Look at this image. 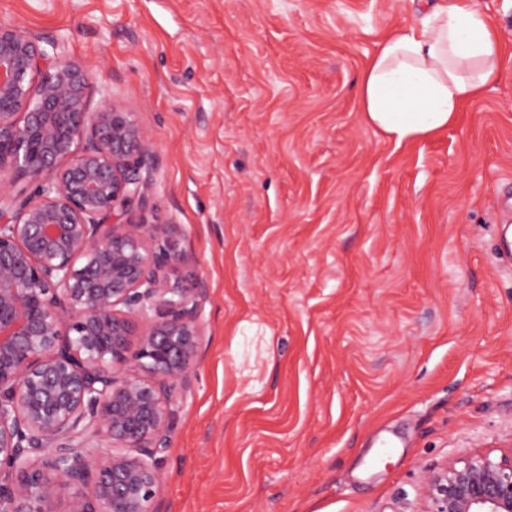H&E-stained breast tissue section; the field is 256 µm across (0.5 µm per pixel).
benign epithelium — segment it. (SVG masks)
Returning a JSON list of instances; mask_svg holds the SVG:
<instances>
[{"mask_svg":"<svg viewBox=\"0 0 512 512\" xmlns=\"http://www.w3.org/2000/svg\"><path fill=\"white\" fill-rule=\"evenodd\" d=\"M84 65L0 23V512H156L175 393L204 336L203 281L155 248L154 158L131 112L90 109ZM35 192L18 202L12 174ZM423 512H512V450L448 461Z\"/></svg>","mask_w":512,"mask_h":512,"instance_id":"7a95c632","label":"benign epithelium"}]
</instances>
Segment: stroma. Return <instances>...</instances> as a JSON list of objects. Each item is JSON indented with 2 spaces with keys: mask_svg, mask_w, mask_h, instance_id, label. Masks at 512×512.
Returning <instances> with one entry per match:
<instances>
[{
  "mask_svg": "<svg viewBox=\"0 0 512 512\" xmlns=\"http://www.w3.org/2000/svg\"><path fill=\"white\" fill-rule=\"evenodd\" d=\"M510 55L433 136L359 112L377 44L418 0H0L134 113L149 206L206 284L158 512H420L428 470L512 450V0H477ZM408 445L374 469L382 427ZM494 244V253L498 263L512 270V235H508L510 224H498Z\"/></svg>",
  "mask_w": 512,
  "mask_h": 512,
  "instance_id": "stroma-1",
  "label": "stroma"
}]
</instances>
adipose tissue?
<instances>
[{
    "label": "adipose tissue",
    "mask_w": 512,
    "mask_h": 512,
    "mask_svg": "<svg viewBox=\"0 0 512 512\" xmlns=\"http://www.w3.org/2000/svg\"><path fill=\"white\" fill-rule=\"evenodd\" d=\"M501 55L475 0H433L420 23L384 39L362 73V119L397 147L446 129L495 81Z\"/></svg>",
    "instance_id": "adipose-tissue-1"
}]
</instances>
